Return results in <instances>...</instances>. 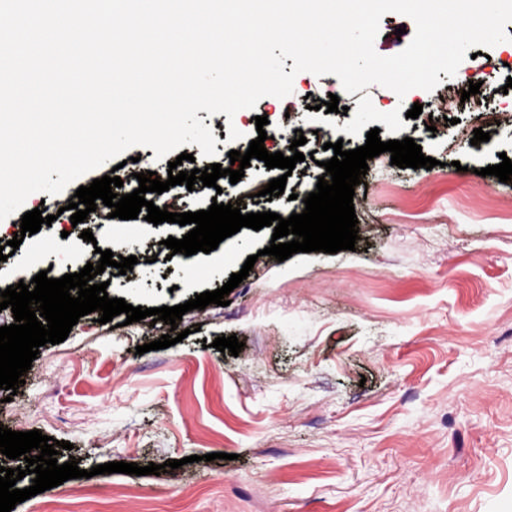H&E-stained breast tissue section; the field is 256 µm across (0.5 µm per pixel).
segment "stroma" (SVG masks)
Segmentation results:
<instances>
[{"label":"stroma","mask_w":512,"mask_h":512,"mask_svg":"<svg viewBox=\"0 0 512 512\" xmlns=\"http://www.w3.org/2000/svg\"><path fill=\"white\" fill-rule=\"evenodd\" d=\"M414 33L409 17L385 14L374 48L396 55ZM501 54L497 45L465 58L455 78L430 93L401 98L374 85L366 92L380 112L408 110L470 76L490 111L508 112L512 91L503 87L512 65ZM261 115L266 132L279 135L265 142L272 153L298 129L347 150L366 143L340 133L343 113L313 125L286 100L266 96L247 115L198 111L222 168L229 150L247 149L230 143V128L257 138ZM450 115L438 120L435 140L406 121L436 167L402 169L387 152L369 160L353 198L359 238L351 251L280 262L264 253L272 228L244 227L236 247L198 253L186 266L167 259L170 223L92 225L94 241L137 257L107 290L136 307L185 303L222 287L248 256L257 261L229 306L183 315L182 342L139 355L136 346L172 327L146 318L115 329L89 321L41 347L17 395L0 389V424L72 444L58 463H182L157 476L67 480L36 495L42 512H70L76 487L93 490L89 512H512V181L478 174L512 159V122L474 146L473 112L459 104ZM333 155L319 150L288 177L251 159L239 182L218 195H190L188 209L239 201L250 212L289 217L302 212L324 172L320 160ZM280 176L296 199L260 195ZM75 191L28 198L27 209L44 207L53 222L8 257L14 276L49 265L58 275L73 271L74 255L94 253V242L58 210ZM63 232L72 243L65 252L54 246ZM230 335L244 344L239 356L212 346Z\"/></svg>","instance_id":"obj_1"}]
</instances>
